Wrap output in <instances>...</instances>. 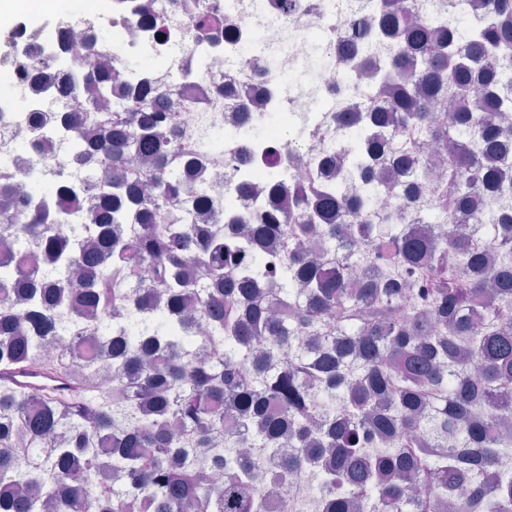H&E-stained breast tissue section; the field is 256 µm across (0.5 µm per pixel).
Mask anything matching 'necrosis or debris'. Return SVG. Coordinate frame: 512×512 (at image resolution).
I'll return each instance as SVG.
<instances>
[{"label": "necrosis or debris", "mask_w": 512, "mask_h": 512, "mask_svg": "<svg viewBox=\"0 0 512 512\" xmlns=\"http://www.w3.org/2000/svg\"><path fill=\"white\" fill-rule=\"evenodd\" d=\"M125 3L112 0L106 10L92 6L78 16H56L49 38L23 29L16 33L19 45L41 50L44 61L32 79L25 76L20 57H13L9 65L13 87L0 100V156L10 157V170L20 182H29L40 170L61 173L69 181L71 198L45 194L39 199L42 206L68 208L85 224L95 221L96 189L91 178L95 164L70 148L73 135L89 141L99 137L90 120L94 104L90 93L69 92L70 85L82 82L83 59L91 55L108 60L113 70L121 72H127V58L146 60L145 68L128 72L130 80L173 87L183 105L180 118L185 131L197 123L192 103L223 91L219 119L229 135L201 167L185 174L188 182L212 191L209 203L193 212V223L212 224L219 219L228 224L261 223L268 210L264 188L271 169L285 184L310 170L323 186L342 187L344 171L324 163L322 156L328 144L348 147L350 128L364 118L371 92L369 86L354 87L344 77L348 56L356 47L345 0H264L260 10L246 7L245 0H137L140 13L167 11V36L162 40L142 26L140 13L129 14ZM201 11L223 17L224 37L219 43L189 42L187 30ZM275 27L293 29L298 36L271 47L269 33ZM104 28L111 31V40H91V33ZM76 48L82 58L73 56ZM317 52L333 58V65L323 70L308 97L287 102L283 75L303 68ZM273 59L278 62L274 68L269 65ZM36 112L42 124L35 130L31 116ZM271 113L280 120L268 127L264 138L236 136V129ZM301 124L308 135L297 146L292 139ZM316 475L312 467L287 483L265 487L262 512H300L314 498Z\"/></svg>", "instance_id": "necrosis-or-debris-1"}]
</instances>
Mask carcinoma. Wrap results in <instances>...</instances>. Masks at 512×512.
I'll return each mask as SVG.
<instances>
[{"mask_svg":"<svg viewBox=\"0 0 512 512\" xmlns=\"http://www.w3.org/2000/svg\"><path fill=\"white\" fill-rule=\"evenodd\" d=\"M427 2L433 20L400 0L370 2L380 32L365 34L362 56L377 97L345 157L358 188L342 199L271 171L268 223L227 235L191 223L192 207L175 201L184 173L224 141L222 94L194 108L198 134L181 139L172 89L137 83L114 105L103 66L88 78L105 135L72 140L106 172L99 224L53 234L66 212L22 208L24 188L0 171V512H259L255 486L307 463L324 467L323 512L372 494L374 512H512V476L497 468L512 453V320L499 310L512 303V270L487 268L469 235L444 231L482 224L490 247L512 254V148L499 120L512 113V18L489 0L472 27ZM219 34L197 17L193 36ZM478 95L483 110L462 108ZM429 145L446 164L436 200L406 224L389 220L377 199L412 203ZM385 157L404 164L396 185L374 178ZM29 189L70 193L62 176ZM285 190L294 208L282 216ZM346 215L364 222L336 223ZM272 234L283 239L274 264L261 248ZM314 235L318 257L305 249ZM356 256L392 262L404 280L350 288ZM116 322L110 376L90 346L43 363L70 382L64 394L13 380L49 339L88 327L110 339ZM243 417L248 454L232 448ZM379 442L394 448L372 451ZM275 448L300 452L260 471Z\"/></svg>","mask_w":512,"mask_h":512,"instance_id":"carcinoma-1","label":"carcinoma"}]
</instances>
